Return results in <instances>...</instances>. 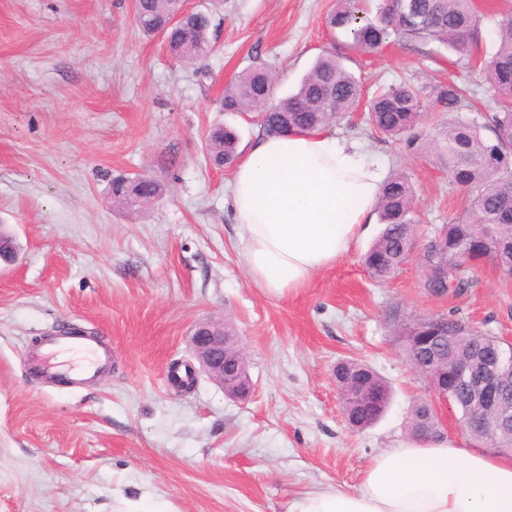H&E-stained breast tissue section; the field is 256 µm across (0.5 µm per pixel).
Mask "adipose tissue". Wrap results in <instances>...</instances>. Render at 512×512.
Masks as SVG:
<instances>
[{"instance_id": "obj_1", "label": "adipose tissue", "mask_w": 512, "mask_h": 512, "mask_svg": "<svg viewBox=\"0 0 512 512\" xmlns=\"http://www.w3.org/2000/svg\"><path fill=\"white\" fill-rule=\"evenodd\" d=\"M385 174L326 132L259 136L230 182L251 280L283 297L345 257ZM286 512H512V456L412 439L373 457L358 487L307 490Z\"/></svg>"}]
</instances>
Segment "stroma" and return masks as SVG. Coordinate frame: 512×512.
I'll list each match as a JSON object with an SVG mask.
<instances>
[{
	"instance_id": "stroma-1",
	"label": "stroma",
	"mask_w": 512,
	"mask_h": 512,
	"mask_svg": "<svg viewBox=\"0 0 512 512\" xmlns=\"http://www.w3.org/2000/svg\"><path fill=\"white\" fill-rule=\"evenodd\" d=\"M212 16L203 69L174 60L136 25L132 0H0V227L19 259L0 271V512H285L297 493L359 485L371 459L407 436L415 399L430 395L389 321L445 314L512 338V279L481 264L464 294L422 286L417 262L374 282L350 253L293 295L250 280L226 189L208 163L211 126L240 146L262 132L257 113L223 111L224 87L264 63L276 97L293 92L331 52L366 93L409 83L424 93L414 146L381 136L367 114L333 125L386 174H407L418 198V243L468 203L425 143L440 123L429 92L470 90L462 112H490L483 70L438 44L356 49L326 21L336 0H187ZM148 173L165 186L128 211L112 178ZM230 324L253 388L225 396L206 375L170 382L191 359L197 321ZM74 325L112 344V369L71 388L28 361L43 337ZM353 359L392 387L384 416L354 431L333 368Z\"/></svg>"
}]
</instances>
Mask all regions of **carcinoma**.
<instances>
[{
    "label": "carcinoma",
    "mask_w": 512,
    "mask_h": 512,
    "mask_svg": "<svg viewBox=\"0 0 512 512\" xmlns=\"http://www.w3.org/2000/svg\"><path fill=\"white\" fill-rule=\"evenodd\" d=\"M366 0H341L327 16L332 29L351 33L355 47L374 52L392 37L409 42H437L469 59L491 64L489 80L495 90V112L477 118L460 110L468 89L454 82L434 86L429 93L433 107L450 115L435 139L440 164L455 183L471 190L470 202L462 215L441 224L428 240L424 254L416 253L414 223L417 200L408 178L397 173L384 183L376 212L382 229L363 257L370 275L384 281L406 263L417 260L423 287L434 296H446L468 286L456 272V259L465 251L475 262H488L504 277L512 278V9L501 13L498 39L488 56L479 44L480 15L475 0H373L375 17L364 16ZM179 7L176 0H135V20L147 36L164 26ZM211 17L194 11L183 23L167 31L171 56L185 65H197L212 52L208 37ZM275 76L264 65L242 70L224 87L222 107L226 112H259L261 128L267 135L285 131L311 133L329 128L357 107L362 97L360 81L342 61L326 52L319 56L302 78L297 90L274 99ZM370 120L378 133L414 144L410 135L420 120L421 92L411 85H393L377 92L368 103ZM239 134L231 126H213L206 138L210 158L224 164L238 155ZM163 187L157 180L123 184L117 176L111 189L115 202L122 204L130 192L153 197ZM393 327L414 368L429 365L425 378L434 394H446L459 409L467 433L489 448H512V423L496 429L480 426V417L469 393L458 377L459 367L476 358L484 363L495 358L501 339L468 327L459 318L427 316L415 319L394 315ZM468 328V341L453 342ZM341 388L353 395L344 401L350 423L366 428L373 425L390 403L389 383L369 365L346 360L336 366ZM409 435L433 439L441 436V425L430 403H414L408 423Z\"/></svg>",
    "instance_id": "cac0c4a2"
}]
</instances>
